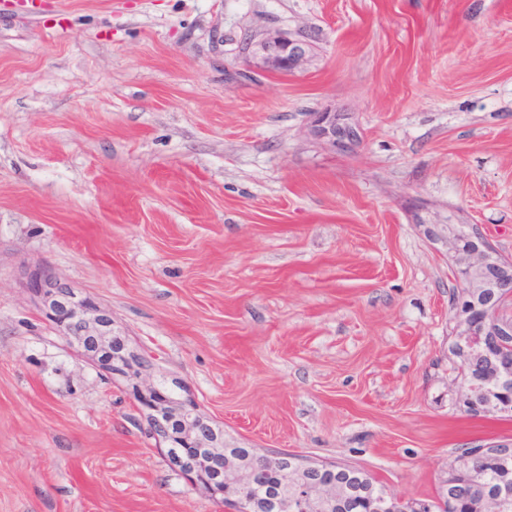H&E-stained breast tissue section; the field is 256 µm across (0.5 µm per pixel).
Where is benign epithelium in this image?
<instances>
[{"label":"benign epithelium","mask_w":512,"mask_h":512,"mask_svg":"<svg viewBox=\"0 0 512 512\" xmlns=\"http://www.w3.org/2000/svg\"><path fill=\"white\" fill-rule=\"evenodd\" d=\"M257 52L273 70L281 73L292 71L308 49V44L281 34H270L255 43ZM318 132L332 141L354 140L356 130L336 121L325 112L319 118ZM453 251L462 254L465 261L458 267L457 281L464 288L455 302L454 321L465 323L463 335L476 339L474 347L492 362L496 374L512 381V359L501 355L506 341L512 338V319L481 318L478 313L496 309L505 300H512V259H502L488 238L472 227L467 247L448 236ZM476 267L483 271L482 282L475 285L465 270ZM488 289L482 301L476 300L473 287ZM26 287L43 306L46 318L65 336L77 344L81 353L109 375H127L134 380V393L140 405L147 410L149 433L156 446L170 447L179 440L184 448L195 451L193 455L171 462L176 469L190 471L208 470L209 477L202 480L215 497L224 496L228 467L224 466V433L190 401L183 400L176 407L157 385L143 387L140 380L147 371L146 359L130 348L127 339L112 329V311L91 296L79 297L74 290L48 267H38L28 272Z\"/></svg>","instance_id":"7a95c632"}]
</instances>
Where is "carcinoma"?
<instances>
[{
  "instance_id": "1",
  "label": "carcinoma",
  "mask_w": 512,
  "mask_h": 512,
  "mask_svg": "<svg viewBox=\"0 0 512 512\" xmlns=\"http://www.w3.org/2000/svg\"><path fill=\"white\" fill-rule=\"evenodd\" d=\"M454 369L465 379V393L459 398L463 406L475 395L482 398L483 413L500 417L512 411V385L508 393L497 392V381L491 377L490 362L472 350L469 337L456 336L450 347ZM464 448L448 463V477L432 506L436 512H512V447L488 448L483 457L470 456ZM248 448H226L224 459L241 460V471H250ZM298 463L290 460L270 468L261 486L245 487L242 495L256 504L259 512H274L270 498L283 501L293 496L302 477L292 474ZM408 502H397L387 496L384 487L368 472L345 463L321 468L318 481L308 487L307 512H406Z\"/></svg>"
}]
</instances>
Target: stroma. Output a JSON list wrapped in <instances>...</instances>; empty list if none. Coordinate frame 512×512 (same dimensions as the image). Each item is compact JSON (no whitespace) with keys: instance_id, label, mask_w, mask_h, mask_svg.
Returning <instances> with one entry per match:
<instances>
[{"instance_id":"obj_1","label":"stroma","mask_w":512,"mask_h":512,"mask_svg":"<svg viewBox=\"0 0 512 512\" xmlns=\"http://www.w3.org/2000/svg\"><path fill=\"white\" fill-rule=\"evenodd\" d=\"M452 224L512 257V0H0V512H225L45 319L39 265L225 447L433 500L512 437L458 404ZM254 46L264 62L281 73L291 72L308 49L304 41L289 39L281 34H269ZM318 132L325 138L336 142L339 140H355L356 130L347 123L336 121V116L331 118V113H323L319 118Z\"/></svg>"}]
</instances>
